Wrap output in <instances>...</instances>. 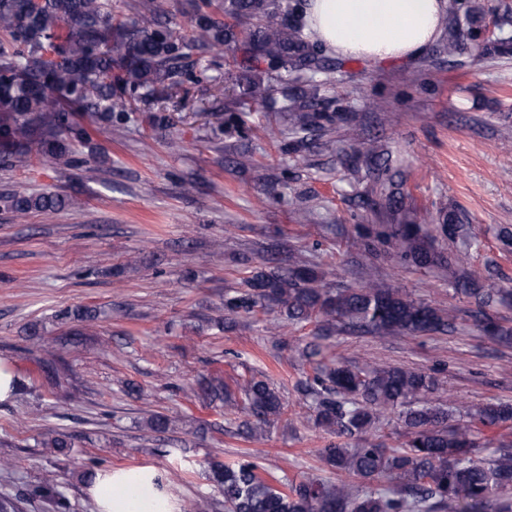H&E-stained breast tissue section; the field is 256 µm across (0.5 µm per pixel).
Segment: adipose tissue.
<instances>
[{
	"mask_svg": "<svg viewBox=\"0 0 512 512\" xmlns=\"http://www.w3.org/2000/svg\"><path fill=\"white\" fill-rule=\"evenodd\" d=\"M445 0H309L307 32L329 50L373 61L419 54L440 31ZM154 469L100 471L95 512H171Z\"/></svg>",
	"mask_w": 512,
	"mask_h": 512,
	"instance_id": "adipose-tissue-1",
	"label": "adipose tissue"
}]
</instances>
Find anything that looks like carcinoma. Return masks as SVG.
Masks as SVG:
<instances>
[{"label":"carcinoma","mask_w":512,"mask_h":512,"mask_svg":"<svg viewBox=\"0 0 512 512\" xmlns=\"http://www.w3.org/2000/svg\"><path fill=\"white\" fill-rule=\"evenodd\" d=\"M133 9V16L124 18L112 15L108 0H0V34L5 36L0 40L1 162L23 163L33 153L47 165L70 166L76 148L90 141L79 115L118 128L129 120L135 101L176 96L185 71L198 70V81L211 79L210 64L196 57L204 49L231 52L243 72L245 93L257 101L266 99L270 82L288 77L282 87L284 111L289 130L300 139L345 120L339 112L324 111L316 75L332 67L305 36L299 0H221L229 23L189 0L188 38L171 22L161 21L154 0H137ZM459 10L458 0H449L450 17L441 20L442 47L450 57L468 39L482 48V11L467 7L463 25ZM3 204L22 220L31 213L58 214L75 200L51 191L15 192ZM437 231L453 241L460 236L461 221L450 213ZM376 237L415 266L439 264L461 292L482 295L488 304L512 305V291L495 299L483 288L479 272L466 273L459 260L432 254L417 225L385 224ZM369 277L363 287L333 292L320 287L314 268L296 264L256 270L246 289L224 294V311L232 317L274 306L288 323L316 324L320 342L303 350L316 363L313 379L303 386L304 396L313 400V424L357 440L352 448L329 444L321 449V459L362 481L355 485L317 476L290 481L285 476L275 484L249 456L233 463L213 461L212 477L222 488L225 512H512V435L493 432L512 422V401L469 409L463 421L452 409L434 403L439 380L430 373L387 364L352 368L339 356H325L323 342L339 326L380 338L455 330L459 310L376 284L374 266ZM469 317L491 337L512 334L482 308ZM77 336L72 330L61 333L51 356L62 358ZM236 385L240 399L235 405L248 415L241 433L260 439L283 414V399L267 380L255 376ZM190 392L214 408L231 398L219 377L198 381ZM388 412L398 414L404 425L407 440L400 448H388L372 434ZM40 445L55 452L74 447L71 436L57 431L43 434ZM488 448L492 455L482 457ZM35 500L47 512L70 509L59 475L48 471L27 494L1 495L0 512H25Z\"/></svg>","instance_id":"obj_1"}]
</instances>
